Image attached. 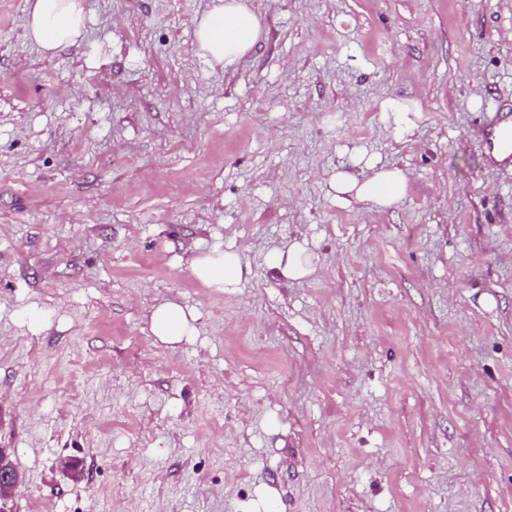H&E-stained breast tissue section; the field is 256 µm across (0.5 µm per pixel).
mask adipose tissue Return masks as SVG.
<instances>
[{"label":"adipose tissue","mask_w":512,"mask_h":512,"mask_svg":"<svg viewBox=\"0 0 512 512\" xmlns=\"http://www.w3.org/2000/svg\"><path fill=\"white\" fill-rule=\"evenodd\" d=\"M82 0H31L23 27L42 52L52 53L74 43L84 25ZM262 24L258 13L242 0H219L198 19L195 36L204 56L218 63L244 57L259 42ZM337 194L376 207H389L407 196L410 185L400 169H382L359 181L339 171L331 179ZM193 274L212 288L235 289L244 277L240 256L234 251L200 256L191 263Z\"/></svg>","instance_id":"1"}]
</instances>
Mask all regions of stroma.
Instances as JSON below:
<instances>
[{
	"label": "stroma",
	"mask_w": 512,
	"mask_h": 512,
	"mask_svg": "<svg viewBox=\"0 0 512 512\" xmlns=\"http://www.w3.org/2000/svg\"><path fill=\"white\" fill-rule=\"evenodd\" d=\"M253 2L224 64L212 0H83L51 55L0 0L12 512H512V175L481 124L512 110V0ZM376 166L408 195L337 202ZM224 250L229 293L190 269ZM217 1L198 19L195 36L204 56L217 63H232L256 46L262 24L258 13L241 1ZM305 248L302 243H292L286 251H279L271 256V263L281 275L289 280H299L312 274L314 268L303 260ZM187 318L184 310L176 304L158 306L151 315V331L155 336L175 338L182 336Z\"/></svg>",
	"instance_id": "stroma-1"
}]
</instances>
